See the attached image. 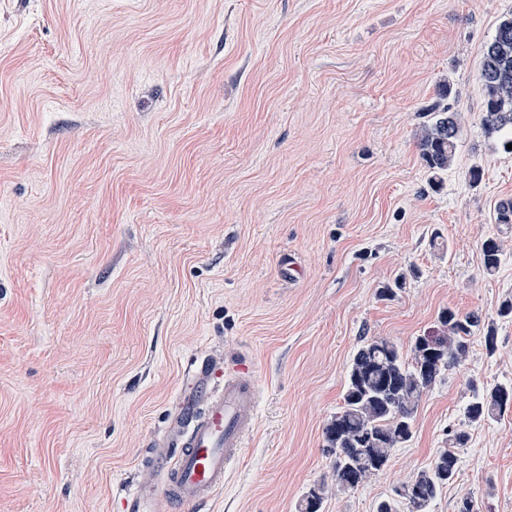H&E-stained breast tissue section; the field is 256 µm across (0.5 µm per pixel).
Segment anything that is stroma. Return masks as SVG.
I'll return each instance as SVG.
<instances>
[{
  "mask_svg": "<svg viewBox=\"0 0 512 512\" xmlns=\"http://www.w3.org/2000/svg\"><path fill=\"white\" fill-rule=\"evenodd\" d=\"M512 0H0V512H121L184 370L248 354L254 431L204 512H296L363 339L446 309L493 325L423 395L412 439L322 512H375L455 431L430 512H512V152L482 124V52ZM447 97H440L441 86ZM462 134L433 188L439 100ZM480 167L482 179L469 172ZM503 243L484 275L481 243ZM427 116L429 119L417 134L416 146L425 167L437 179L454 160L462 128L458 114L449 112L448 105L434 104ZM472 398L464 409L469 425L481 426L512 413V383L479 385L471 383Z\"/></svg>",
  "mask_w": 512,
  "mask_h": 512,
  "instance_id": "35a3bbf8",
  "label": "stroma"
}]
</instances>
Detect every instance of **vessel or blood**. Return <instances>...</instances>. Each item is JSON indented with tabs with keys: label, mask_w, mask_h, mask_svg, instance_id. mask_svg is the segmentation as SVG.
Returning <instances> with one entry per match:
<instances>
[{
	"label": "vessel or blood",
	"mask_w": 512,
	"mask_h": 512,
	"mask_svg": "<svg viewBox=\"0 0 512 512\" xmlns=\"http://www.w3.org/2000/svg\"><path fill=\"white\" fill-rule=\"evenodd\" d=\"M258 399L259 382L249 357L194 361L174 404L165 450L150 460L161 480L128 492L125 512H191L211 499L254 429Z\"/></svg>",
	"instance_id": "obj_1"
}]
</instances>
